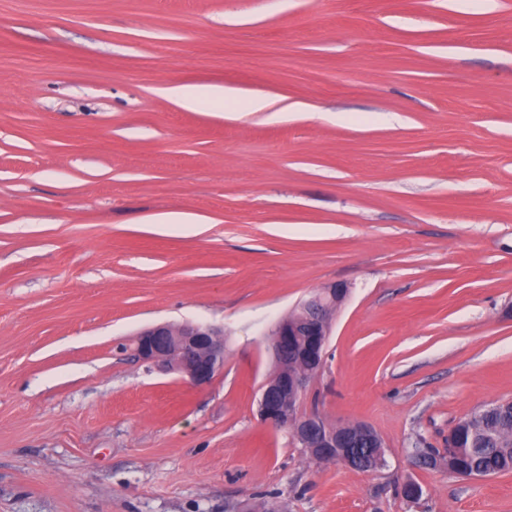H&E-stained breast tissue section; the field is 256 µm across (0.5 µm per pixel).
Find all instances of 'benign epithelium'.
<instances>
[{
	"instance_id": "obj_1",
	"label": "benign epithelium",
	"mask_w": 512,
	"mask_h": 512,
	"mask_svg": "<svg viewBox=\"0 0 512 512\" xmlns=\"http://www.w3.org/2000/svg\"><path fill=\"white\" fill-rule=\"evenodd\" d=\"M348 291L343 284H332L302 301L301 322L292 326L280 323L273 331L272 352L283 350L291 337L302 334L308 337L309 350L315 357L324 359L330 335L328 315L345 299ZM138 355L160 370L178 373L191 384L202 387L224 367V336L210 325L159 324L140 333ZM312 377V373L304 370L285 381L293 399L288 408L283 404L280 389L271 381H265L258 400V415L274 428H289L295 443L305 451L327 448L331 451L328 458L350 467L352 457L346 448L353 440L351 426L331 424L318 412L304 415L299 411V400L304 398Z\"/></svg>"
}]
</instances>
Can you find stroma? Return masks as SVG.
Returning <instances> with one entry per match:
<instances>
[{"instance_id":"1","label":"stroma","mask_w":512,"mask_h":512,"mask_svg":"<svg viewBox=\"0 0 512 512\" xmlns=\"http://www.w3.org/2000/svg\"><path fill=\"white\" fill-rule=\"evenodd\" d=\"M332 283L302 409L371 426L374 472L257 415ZM159 323L223 330L208 385L138 357ZM505 401L512 0H0V512H512V472L411 459ZM170 93L181 106L186 108H192L206 100H218L236 94L234 90L224 89L219 85H182L170 89ZM349 288L343 284H332L327 288L321 289L308 299L302 301L301 306L304 315L297 325L288 327V324L279 323L273 331L272 352L283 350L294 338L291 346L285 349L283 355L275 362V371L283 372L288 369V374L295 370L293 363L295 359L292 355V347H299L303 343L302 337L298 335L308 336L309 350L319 358L321 362L326 354L328 336L330 335L329 321L327 319L330 311L345 299Z\"/></svg>"}]
</instances>
